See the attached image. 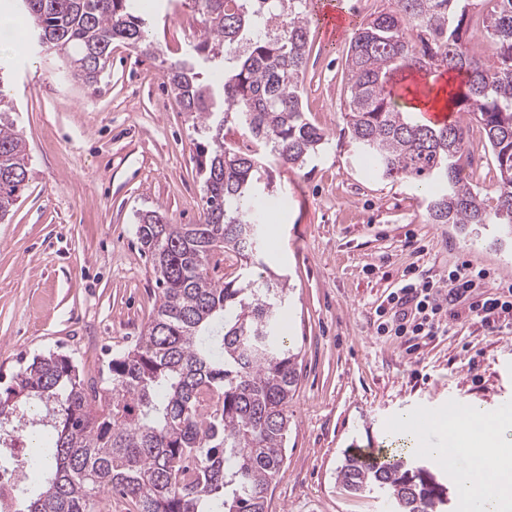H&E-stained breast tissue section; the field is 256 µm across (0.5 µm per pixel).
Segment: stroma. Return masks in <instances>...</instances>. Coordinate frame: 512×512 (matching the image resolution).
Here are the masks:
<instances>
[{"mask_svg":"<svg viewBox=\"0 0 512 512\" xmlns=\"http://www.w3.org/2000/svg\"><path fill=\"white\" fill-rule=\"evenodd\" d=\"M141 3L171 56L198 38L192 8ZM5 5L15 33L0 42V58L31 179L0 221V388L52 353L104 377L113 353L134 347L153 316L157 285L139 215L203 219L199 136L157 60L116 43L97 83L72 79L52 65L53 50L31 45L16 0ZM312 34L303 102L328 142L302 170H273L288 203L265 227L263 266L292 289L288 343L300 370L268 512H390L381 494L337 483L345 454L389 446L393 419L411 411L437 416L452 400L496 411L512 400V341L457 324L410 355L404 339L376 334L375 309L409 266L437 278L467 260L500 275L512 267V245L494 248L491 224L461 232L428 223L414 184L367 172L343 131L348 41L321 27Z\"/></svg>","mask_w":512,"mask_h":512,"instance_id":"35a3bbf8","label":"stroma"}]
</instances>
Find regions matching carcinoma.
<instances>
[{
	"mask_svg": "<svg viewBox=\"0 0 512 512\" xmlns=\"http://www.w3.org/2000/svg\"><path fill=\"white\" fill-rule=\"evenodd\" d=\"M17 2L33 44L54 49L86 83L101 77L116 42L161 59L201 138L206 208L201 224L139 216L158 300L140 343L112 355L110 387L52 354L0 392V437L26 434L30 454L16 467L42 474L36 492L14 486L16 512H112V495L136 512H267L300 371L284 335L287 282L273 272L254 280L248 266L262 264L271 202H286L269 170L303 169L326 141L303 105L313 0H189L202 30L181 58L150 37L137 0ZM387 2L348 43L349 143L377 176L430 189L429 223L497 224L512 236V0ZM6 69L0 63V220L30 180ZM428 69L461 77L448 91L461 119L428 123L398 102L394 84ZM207 70L224 71L221 88L201 81ZM232 124L250 139L247 151L226 141ZM475 127L491 153L487 188L460 165ZM226 256L241 261L229 274ZM393 443L384 461L345 456L338 483L384 495L393 512H448L445 488L409 461L407 437Z\"/></svg>",
	"mask_w": 512,
	"mask_h": 512,
	"instance_id": "cac0c4a2",
	"label": "carcinoma"
}]
</instances>
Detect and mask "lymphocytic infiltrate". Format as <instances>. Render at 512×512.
I'll return each instance as SVG.
<instances>
[{
	"mask_svg": "<svg viewBox=\"0 0 512 512\" xmlns=\"http://www.w3.org/2000/svg\"><path fill=\"white\" fill-rule=\"evenodd\" d=\"M375 314L380 334L432 338L465 318L497 335L512 328V280L496 279L465 260L439 279L411 267Z\"/></svg>",
	"mask_w": 512,
	"mask_h": 512,
	"instance_id": "obj_1",
	"label": "lymphocytic infiltrate"
}]
</instances>
